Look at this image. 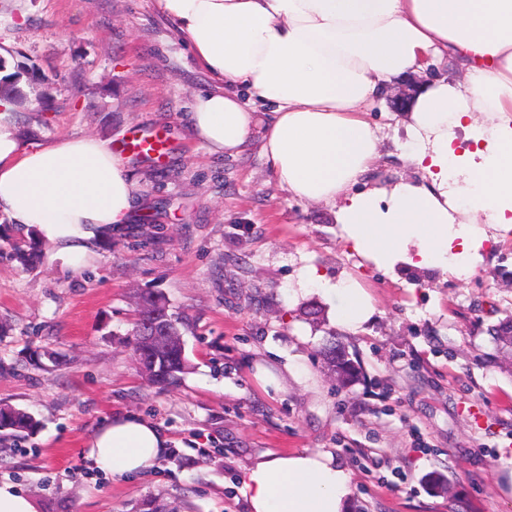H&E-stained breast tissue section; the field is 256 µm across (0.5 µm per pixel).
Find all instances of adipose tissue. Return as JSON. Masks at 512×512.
I'll return each mask as SVG.
<instances>
[{
    "label": "adipose tissue",
    "instance_id": "adipose-tissue-1",
    "mask_svg": "<svg viewBox=\"0 0 512 512\" xmlns=\"http://www.w3.org/2000/svg\"><path fill=\"white\" fill-rule=\"evenodd\" d=\"M216 82L195 94V138L238 153L254 131L292 197L332 209L360 256L390 268L468 275L487 226L512 227V0H156ZM452 60L462 79L416 88L400 114L404 156L421 180L354 191L380 158L366 118L394 81ZM14 101L0 99V214L33 230L48 262L77 268L128 224L138 192L108 141L61 138L28 149ZM302 286L337 297L335 320L366 321L351 280L307 270ZM168 439L118 415L86 457L103 474L148 470ZM350 476L328 453L271 456L247 471L250 512H346Z\"/></svg>",
    "mask_w": 512,
    "mask_h": 512
}]
</instances>
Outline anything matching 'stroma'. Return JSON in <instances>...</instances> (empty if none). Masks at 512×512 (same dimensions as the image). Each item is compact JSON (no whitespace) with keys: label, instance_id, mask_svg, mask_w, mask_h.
Segmentation results:
<instances>
[{"label":"stroma","instance_id":"1","mask_svg":"<svg viewBox=\"0 0 512 512\" xmlns=\"http://www.w3.org/2000/svg\"><path fill=\"white\" fill-rule=\"evenodd\" d=\"M9 66L36 65L40 91L15 117L35 148L62 137L120 142L152 133L161 158L132 154L134 221L73 270L13 256L23 233L0 215V405L39 422L0 437V483L40 512H137L147 498L181 512H249L243 473L271 454L331 453L350 475L353 512H512V366L491 360L487 330L512 311V234L484 243L465 277L388 270L356 254L328 207L292 198L253 133L235 155L189 128L194 93L211 89L156 0H0ZM391 100L368 114L383 157L356 191L420 179L403 157ZM154 222L143 247L140 222ZM351 279L373 312L335 324L334 300L299 281L307 268ZM162 292L185 316L190 368L149 384L130 336L139 294ZM344 348L359 381L337 386L319 354ZM49 348L48 370L26 367ZM153 421L168 448L145 475L97 474L83 450L112 415Z\"/></svg>","mask_w":512,"mask_h":512}]
</instances>
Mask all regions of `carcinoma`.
I'll list each match as a JSON object with an SVG mask.
<instances>
[{"label": "carcinoma", "instance_id": "obj_1", "mask_svg": "<svg viewBox=\"0 0 512 512\" xmlns=\"http://www.w3.org/2000/svg\"><path fill=\"white\" fill-rule=\"evenodd\" d=\"M14 254L22 264L32 266L40 257L39 243L31 239L23 245L14 247ZM157 321L165 326L168 335L175 337L173 345L165 350L146 351L141 336L147 323ZM181 317L170 312L169 304L158 292H149L141 296L140 309L132 323L130 336L133 337L135 353L148 380L157 387L171 385L180 379V375L189 369L190 363L185 354L182 336ZM323 360L336 374L344 387L354 384L358 378V364L349 358L345 350L330 346L322 351ZM38 422L29 412L14 407H0V431L32 432Z\"/></svg>", "mask_w": 512, "mask_h": 512}]
</instances>
